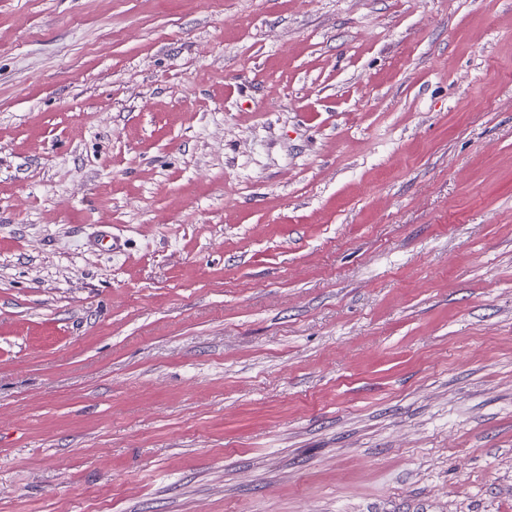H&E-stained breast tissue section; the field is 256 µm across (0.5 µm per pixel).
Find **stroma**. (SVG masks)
I'll list each match as a JSON object with an SVG mask.
<instances>
[{"label": "stroma", "instance_id": "35a3bbf8", "mask_svg": "<svg viewBox=\"0 0 512 512\" xmlns=\"http://www.w3.org/2000/svg\"><path fill=\"white\" fill-rule=\"evenodd\" d=\"M0 512H512V0H0Z\"/></svg>", "mask_w": 512, "mask_h": 512}]
</instances>
